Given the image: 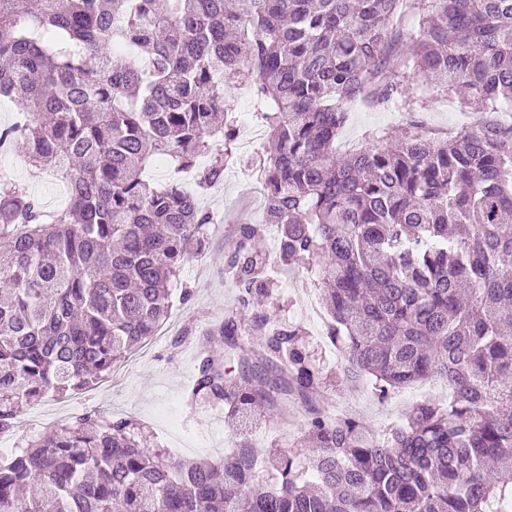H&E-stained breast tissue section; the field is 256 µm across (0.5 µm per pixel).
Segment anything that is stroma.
Returning <instances> with one entry per match:
<instances>
[{
  "label": "stroma",
  "mask_w": 512,
  "mask_h": 512,
  "mask_svg": "<svg viewBox=\"0 0 512 512\" xmlns=\"http://www.w3.org/2000/svg\"><path fill=\"white\" fill-rule=\"evenodd\" d=\"M395 123L393 112L355 106L336 147L348 153L372 146L381 129ZM1 178L25 185L47 208L61 209L68 203L62 180L50 172L33 174L22 148L0 157ZM258 183L254 167L236 164L226 170L222 185L200 196L201 207L223 214L224 220L211 225L207 253L191 256L183 265L168 322L93 387L63 396L51 393L25 408L11 435L15 445L94 412L108 419H133L151 447L176 459L213 460L248 439L259 448H276L303 461L307 449L301 433L306 416L302 401L294 402L292 420L280 421L260 412L245 423L228 418L223 406L207 398L188 397L198 372L203 333L222 321L235 304L236 290L224 274V255L238 226L262 217V199L254 191ZM274 289L269 311L279 321L296 323L299 297L319 293L321 284L312 273L288 272L276 276ZM301 343L329 376L317 398L329 417H352L380 433L399 423L402 414L421 400L411 386L391 390L381 400L369 379L353 387L338 385L334 380L337 364L326 357L328 339L308 330Z\"/></svg>",
  "instance_id": "obj_1"
}]
</instances>
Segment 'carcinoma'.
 Listing matches in <instances>:
<instances>
[{
	"label": "carcinoma",
	"mask_w": 512,
	"mask_h": 512,
	"mask_svg": "<svg viewBox=\"0 0 512 512\" xmlns=\"http://www.w3.org/2000/svg\"><path fill=\"white\" fill-rule=\"evenodd\" d=\"M415 2L419 34L394 54L407 0H0V99L20 106L0 146L24 140L69 191L50 211L0 183V433L168 318L214 216L144 172L164 161L200 191L222 184L239 136L224 86L243 83L268 131L264 213L225 258L238 306L203 337L192 396L285 416L280 392L325 387L300 329L255 307L271 254L324 284L336 382L368 377L383 398L439 377L450 392L384 433L309 406L304 466L248 441L172 460L131 420L86 413L0 458V512H512V125L489 116L512 107V0ZM438 95L486 118L431 135L419 113ZM355 103L401 123L343 156ZM255 331L275 374L262 385L245 365Z\"/></svg>",
	"instance_id": "cac0c4a2"
}]
</instances>
